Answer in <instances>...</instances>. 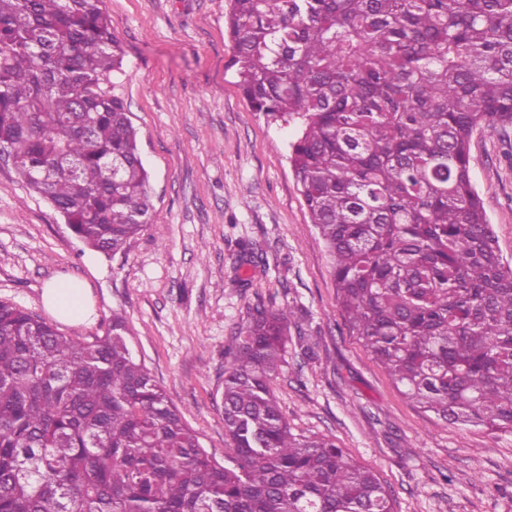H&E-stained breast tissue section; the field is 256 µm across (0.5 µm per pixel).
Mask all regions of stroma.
I'll list each match as a JSON object with an SVG mask.
<instances>
[{
    "instance_id": "obj_1",
    "label": "stroma",
    "mask_w": 512,
    "mask_h": 512,
    "mask_svg": "<svg viewBox=\"0 0 512 512\" xmlns=\"http://www.w3.org/2000/svg\"><path fill=\"white\" fill-rule=\"evenodd\" d=\"M103 7L124 50L116 92L138 131L151 221L124 252L93 251L11 161L0 162V300L48 322L46 285L85 282L93 317L55 322L58 332L88 341L123 318L136 356L219 459L225 347L257 302L292 309L272 389L293 433L334 438L379 477L395 512H512V431L437 419L349 336L289 162L299 125L255 111L238 89L228 0ZM470 167L512 262V128H477ZM247 248L255 256L244 264Z\"/></svg>"
}]
</instances>
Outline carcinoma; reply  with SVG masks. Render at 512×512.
I'll return each mask as SVG.
<instances>
[{"label":"carcinoma","mask_w":512,"mask_h":512,"mask_svg":"<svg viewBox=\"0 0 512 512\" xmlns=\"http://www.w3.org/2000/svg\"><path fill=\"white\" fill-rule=\"evenodd\" d=\"M227 33L250 105L301 120L290 162L349 333L421 408L512 431V265L469 159L481 125L512 127V0H231ZM123 56L103 0H0V146L105 254L151 208ZM293 316L259 302L231 337L221 463L121 318L79 341L0 301V512H394L283 417Z\"/></svg>","instance_id":"1"}]
</instances>
